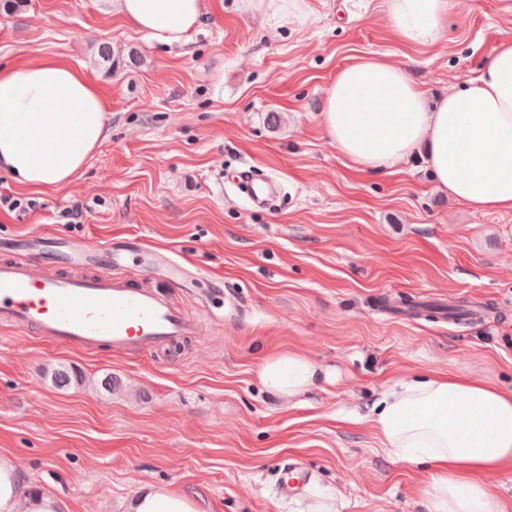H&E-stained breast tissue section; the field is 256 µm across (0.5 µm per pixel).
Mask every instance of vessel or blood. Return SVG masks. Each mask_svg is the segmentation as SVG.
<instances>
[{
    "label": "vessel or blood",
    "instance_id": "vessel-or-blood-1",
    "mask_svg": "<svg viewBox=\"0 0 512 512\" xmlns=\"http://www.w3.org/2000/svg\"><path fill=\"white\" fill-rule=\"evenodd\" d=\"M230 183L258 211L268 209L279 193L275 180L250 168L236 170ZM147 257L154 262L155 278L181 283L195 276L187 260L163 255L137 237L116 236L103 245L60 238L48 258L36 242L8 247L0 256V327L67 350L114 355H148L198 335L201 314L174 306L147 282L134 281ZM307 484L295 461L285 468L277 492L293 497Z\"/></svg>",
    "mask_w": 512,
    "mask_h": 512
}]
</instances>
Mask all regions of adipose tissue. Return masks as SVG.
I'll return each instance as SVG.
<instances>
[{
	"label": "adipose tissue",
	"mask_w": 512,
	"mask_h": 512,
	"mask_svg": "<svg viewBox=\"0 0 512 512\" xmlns=\"http://www.w3.org/2000/svg\"><path fill=\"white\" fill-rule=\"evenodd\" d=\"M136 31L166 46L185 45L202 0H115ZM450 0H387L399 40L426 47L445 30ZM106 103L85 73L57 57L0 66V172L30 188L67 184L105 141ZM321 122L355 165L394 166L424 156L438 190L477 211L512 212V39L465 86L435 103L392 62L361 57L325 91ZM261 384L286 398L313 387L321 371L305 354L268 355ZM371 421L395 461L428 466L420 488L427 512H506L484 478L512 472V391L429 371L396 381ZM132 512H200L194 495L147 490ZM0 512H60L33 495L12 460L0 458Z\"/></svg>",
	"instance_id": "obj_1"
}]
</instances>
